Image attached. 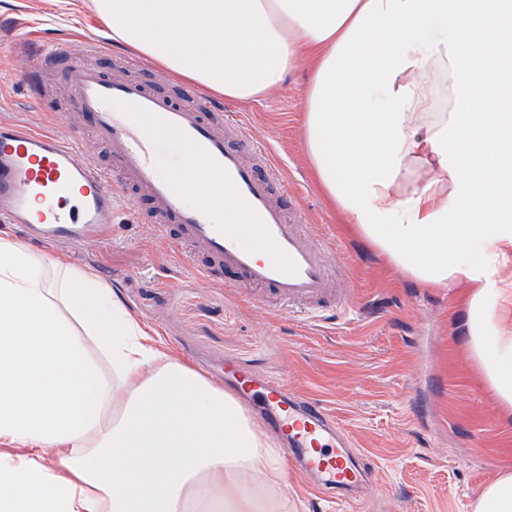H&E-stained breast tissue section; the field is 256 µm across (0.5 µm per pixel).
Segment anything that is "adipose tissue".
<instances>
[{"instance_id": "ef3b65f1", "label": "adipose tissue", "mask_w": 512, "mask_h": 512, "mask_svg": "<svg viewBox=\"0 0 512 512\" xmlns=\"http://www.w3.org/2000/svg\"><path fill=\"white\" fill-rule=\"evenodd\" d=\"M94 5L114 41L230 100L306 62L321 193L393 269L467 284L469 357L512 414V0ZM283 475L112 286L0 231V512H288Z\"/></svg>"}]
</instances>
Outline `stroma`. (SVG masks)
<instances>
[{
    "mask_svg": "<svg viewBox=\"0 0 512 512\" xmlns=\"http://www.w3.org/2000/svg\"><path fill=\"white\" fill-rule=\"evenodd\" d=\"M22 25L39 40L17 41ZM56 36L101 39L116 73L128 55L93 0H0V119L71 130L87 161L106 163L88 123L49 120L16 69V57ZM303 75V68L291 71L279 91L257 103L224 100V111L239 117L244 141L277 152L286 208L303 205L334 257L348 264L341 285L352 311L304 324L277 299L256 305L231 269L216 264L203 278L194 268L200 255L178 252L155 235L143 199L120 202L110 242L72 245L61 254L117 288L167 346L208 375H223L232 359L325 402L356 448L374 459V471L355 499L336 503L317 499L312 479L287 466L282 490L291 512H472L483 486L512 471V418L467 357L465 287H423L345 233L308 166Z\"/></svg>",
    "mask_w": 512,
    "mask_h": 512,
    "instance_id": "1",
    "label": "stroma"
}]
</instances>
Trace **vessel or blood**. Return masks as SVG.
<instances>
[{
	"mask_svg": "<svg viewBox=\"0 0 512 512\" xmlns=\"http://www.w3.org/2000/svg\"><path fill=\"white\" fill-rule=\"evenodd\" d=\"M96 39L81 45L58 39L26 56L22 74L32 97L45 100L44 75L59 69L71 110L81 113L110 157L108 167L85 160L76 140L20 122H0V221L20 224L42 241L74 244L112 237L116 199L112 182L130 181L154 205L149 218L160 239L193 247L207 263L241 273L246 286L318 318L343 297L322 254L327 238L290 220L277 198L283 172L269 146L237 141V120L220 108L202 112L133 78L116 79L85 64L103 53ZM176 143L202 177L217 178L235 206L191 203L193 183L162 162L165 142ZM239 393L258 399L264 423L282 439L289 459L316 479L320 490L346 500L372 472L368 455L355 452L322 400L290 392L280 379L258 381L228 363Z\"/></svg>",
	"mask_w": 512,
	"mask_h": 512,
	"instance_id": "b4317fda",
	"label": "vessel or blood"
}]
</instances>
